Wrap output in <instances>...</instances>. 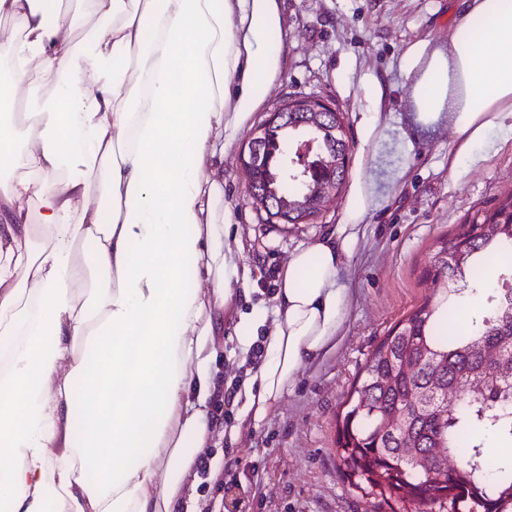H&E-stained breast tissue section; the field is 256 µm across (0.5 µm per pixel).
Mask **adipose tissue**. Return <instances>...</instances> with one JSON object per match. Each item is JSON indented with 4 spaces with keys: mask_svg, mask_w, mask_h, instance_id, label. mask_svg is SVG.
Here are the masks:
<instances>
[{
    "mask_svg": "<svg viewBox=\"0 0 512 512\" xmlns=\"http://www.w3.org/2000/svg\"><path fill=\"white\" fill-rule=\"evenodd\" d=\"M74 44L48 0H0L15 89L54 75L0 135V497L10 512H204L214 322L250 269L224 199V158L282 67V0H90ZM447 48L412 45V102L447 113L451 170L490 130L512 137V0H467ZM369 193L297 248L274 316L240 319L265 355L236 396L263 420L342 329L340 280ZM38 213H31V204Z\"/></svg>",
    "mask_w": 512,
    "mask_h": 512,
    "instance_id": "adipose-tissue-1",
    "label": "adipose tissue"
}]
</instances>
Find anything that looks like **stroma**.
Listing matches in <instances>:
<instances>
[{
  "label": "stroma",
  "instance_id": "35a3bbf8",
  "mask_svg": "<svg viewBox=\"0 0 512 512\" xmlns=\"http://www.w3.org/2000/svg\"><path fill=\"white\" fill-rule=\"evenodd\" d=\"M283 69L255 113L262 122L284 100L318 96L345 116L352 151L349 179L364 177L371 195L359 244L341 271L349 293L335 347L300 369L258 425H241L243 405L216 402L213 451L224 475L200 479L198 495L223 501L222 512H389L344 481L336 453V414L377 344L425 298L433 284L420 272L439 240L512 189V137L491 133L474 164L451 173L453 131L427 127L411 103L405 53L416 43L444 46L463 24L461 0H283ZM381 115L373 137L365 119ZM352 189L308 224H273L253 205L237 154L224 159V196L252 269L224 310V346L216 362L225 382L246 370L235 333L241 316L272 310L275 273L294 249L342 223Z\"/></svg>",
  "mask_w": 512,
  "mask_h": 512
}]
</instances>
